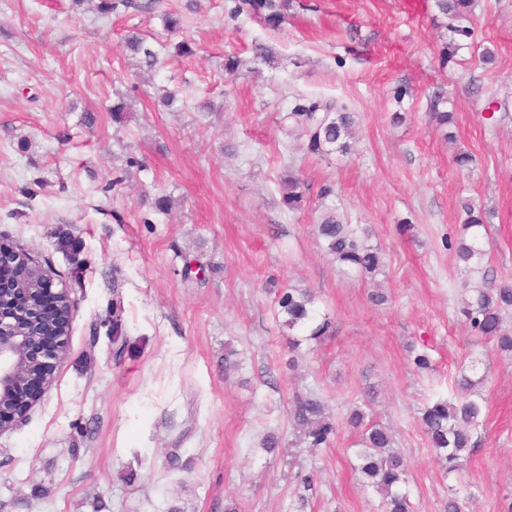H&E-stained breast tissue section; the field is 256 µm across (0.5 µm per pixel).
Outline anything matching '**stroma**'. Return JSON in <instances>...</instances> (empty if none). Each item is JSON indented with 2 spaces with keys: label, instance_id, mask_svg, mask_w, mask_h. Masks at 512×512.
Here are the masks:
<instances>
[{
  "label": "stroma",
  "instance_id": "1",
  "mask_svg": "<svg viewBox=\"0 0 512 512\" xmlns=\"http://www.w3.org/2000/svg\"><path fill=\"white\" fill-rule=\"evenodd\" d=\"M235 7L158 0L150 14L103 18L89 0H0V237L52 268L73 300L49 390L0 433V512H224L230 499L239 512H380L342 423L365 401L395 432L412 512H445L453 486L467 489L463 512H502L512 359L462 307L484 275L512 276V0H474L472 35L446 61L435 0H288L275 29ZM135 28L158 50L153 68L125 46ZM183 40L190 54L175 52ZM259 44L269 59H255ZM439 91L454 114L444 130L429 113ZM300 96L353 112L350 154L310 153L282 128ZM121 99L119 124L108 108ZM461 151L469 168L454 162ZM292 168L306 184L295 209L281 190ZM326 185L334 196L321 197ZM467 203L487 217L472 273L453 248ZM329 208L371 229L385 262L375 281L326 254L315 226ZM293 287L335 326L296 357L276 321L278 293ZM376 287L385 304L370 301ZM229 349L240 369L225 370ZM422 352L430 368L414 365ZM472 355L488 374L486 421L449 474L417 417L451 396ZM308 394L339 424L321 448L299 444L291 417Z\"/></svg>",
  "mask_w": 512,
  "mask_h": 512
}]
</instances>
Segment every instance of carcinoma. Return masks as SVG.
<instances>
[{
    "label": "carcinoma",
    "mask_w": 512,
    "mask_h": 512,
    "mask_svg": "<svg viewBox=\"0 0 512 512\" xmlns=\"http://www.w3.org/2000/svg\"><path fill=\"white\" fill-rule=\"evenodd\" d=\"M436 8L446 23L442 24L453 34L471 35V31L457 25L472 13L474 0H435ZM257 14H264L268 25L276 27L284 19L282 4L278 0H240L236 11L243 6ZM127 47L142 57L149 69L157 62V53L146 40L136 33L126 37ZM443 95L430 100L432 118L439 127L453 121V114L441 109ZM288 133L302 132L308 137L312 153L346 154L351 148L355 125L354 115L333 102L305 99L283 116ZM302 182L294 171L284 180V198L289 206L298 205L302 198ZM467 218L464 230L469 239L459 241L457 259L464 268H479L486 256L482 230L486 229L483 214L464 206ZM316 232L322 239L326 252L343 266L347 273L362 277L373 276L383 267L382 253L368 243L370 229L359 224L344 223L336 212L323 215ZM469 298L464 310L469 327L479 336L492 340L497 349L512 355V327L504 322V315L512 312V278L490 279L485 285L468 289ZM277 304L282 315V327L297 335L289 341V349L297 352L305 342L327 336L333 329L332 319L315 307L314 294L304 288H286L278 294ZM112 343L116 354L122 355L128 346L127 332L120 315L112 323ZM479 360L463 364L455 381L456 392L451 400L440 398L420 410L418 416L422 432L428 439L436 459L453 472L463 456L475 447L474 435L484 425L486 398L481 393L486 376L478 375ZM325 404L316 396L295 402L293 419L302 429L303 440L312 448L329 443L337 428L326 421ZM345 422L359 432L356 470L382 497V512H410L408 495L404 489L407 465L401 454L392 450L391 430L368 418L363 408H352Z\"/></svg>",
    "instance_id": "cac0c4a2"
}]
</instances>
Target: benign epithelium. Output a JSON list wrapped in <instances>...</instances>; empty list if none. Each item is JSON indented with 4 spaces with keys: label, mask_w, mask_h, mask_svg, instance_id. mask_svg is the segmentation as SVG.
Segmentation results:
<instances>
[{
    "label": "benign epithelium",
    "mask_w": 512,
    "mask_h": 512,
    "mask_svg": "<svg viewBox=\"0 0 512 512\" xmlns=\"http://www.w3.org/2000/svg\"><path fill=\"white\" fill-rule=\"evenodd\" d=\"M26 274L0 277V432L25 418L51 385L48 360L66 352L69 327L50 318L72 307L71 289L50 268L0 238V268Z\"/></svg>",
    "instance_id": "benign-epithelium-1"
}]
</instances>
